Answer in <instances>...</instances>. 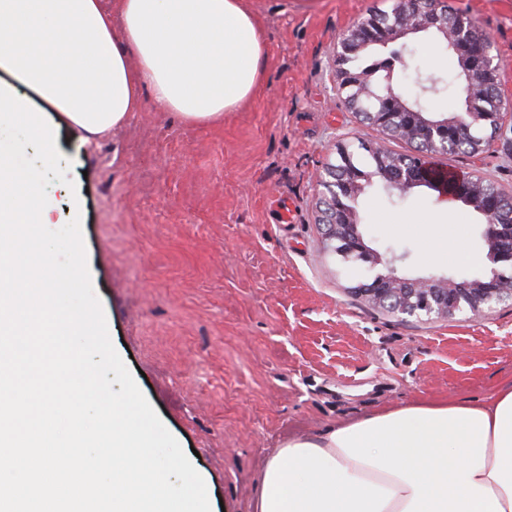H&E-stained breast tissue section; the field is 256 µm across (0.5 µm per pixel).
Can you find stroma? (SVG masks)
<instances>
[{
    "label": "stroma",
    "instance_id": "1",
    "mask_svg": "<svg viewBox=\"0 0 512 512\" xmlns=\"http://www.w3.org/2000/svg\"><path fill=\"white\" fill-rule=\"evenodd\" d=\"M395 0H254L268 52L253 101L223 121L188 125L151 94L111 134L83 144L45 119L68 163L47 188L52 229L79 218L112 344L141 393L203 478L211 512H252L261 468L294 434L391 405L481 398L512 378V302L480 314L404 319L373 308L361 265L321 247L318 203L337 143H406L359 123L337 93L338 43ZM488 36L500 90L512 97V0H445ZM394 83L421 66L457 75L442 39H416ZM512 188V127L479 157H439ZM292 208L281 222L278 207ZM356 209L379 251L405 272L476 277L491 264L483 219L427 188L373 183ZM458 243L459 265L431 243Z\"/></svg>",
    "mask_w": 512,
    "mask_h": 512
}]
</instances>
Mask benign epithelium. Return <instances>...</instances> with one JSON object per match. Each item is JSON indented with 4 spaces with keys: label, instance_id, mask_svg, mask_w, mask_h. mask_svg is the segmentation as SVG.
I'll use <instances>...</instances> for the list:
<instances>
[{
    "label": "benign epithelium",
    "instance_id": "obj_1",
    "mask_svg": "<svg viewBox=\"0 0 512 512\" xmlns=\"http://www.w3.org/2000/svg\"><path fill=\"white\" fill-rule=\"evenodd\" d=\"M395 15L397 20L386 28L377 29V35L392 42L411 29H437L468 72L471 103L463 112L437 118L432 112H397L395 108L399 107L400 100L386 88L375 95L381 107L371 113L374 126L402 131L411 140L425 142L431 154L438 155L448 150L449 142L470 135L476 128L483 127L496 133L506 122H512L511 98L500 95L496 98V111L485 110L482 98L493 78L491 61L487 49L475 35L464 34L453 12L442 9L435 0H404ZM370 33L369 19L365 18L340 43V50L344 53L353 51ZM349 87L358 88L361 94L372 95L369 74L364 71L339 70L338 89L343 91ZM372 153L374 164L369 170L353 171L338 178L333 166L328 171L329 178L322 181L325 247L332 252L339 250L354 255L371 270L369 280L361 283L357 291L377 308L416 318H447L463 311L478 313L505 299L512 300V280L494 269L474 278L407 277L398 272V266L404 263L407 255L387 258L367 244L357 211L346 201L361 195L374 181L387 188L396 186L403 193L423 185L437 186L426 167L401 165L388 156L380 144L372 148ZM449 198L474 207L484 218L483 237L489 259L495 264L512 263V221H506L502 216L509 194L499 191L485 195L474 177L468 175L457 178Z\"/></svg>",
    "mask_w": 512,
    "mask_h": 512
}]
</instances>
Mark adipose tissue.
Returning <instances> with one entry per match:
<instances>
[{"label":"adipose tissue","instance_id":"1","mask_svg":"<svg viewBox=\"0 0 512 512\" xmlns=\"http://www.w3.org/2000/svg\"><path fill=\"white\" fill-rule=\"evenodd\" d=\"M268 54L250 0H0V121L38 125V97L81 142L150 91L208 124L244 107ZM254 512H512V381L476 402L385 407L267 460Z\"/></svg>","mask_w":512,"mask_h":512}]
</instances>
